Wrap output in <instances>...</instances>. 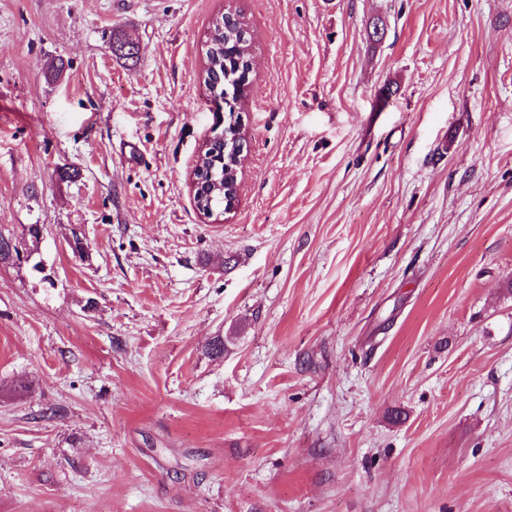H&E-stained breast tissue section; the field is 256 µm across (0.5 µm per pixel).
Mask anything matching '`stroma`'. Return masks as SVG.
<instances>
[{"label": "stroma", "mask_w": 512, "mask_h": 512, "mask_svg": "<svg viewBox=\"0 0 512 512\" xmlns=\"http://www.w3.org/2000/svg\"><path fill=\"white\" fill-rule=\"evenodd\" d=\"M0 237V512H512V0H0ZM205 85L210 98L221 101L224 112L239 110L249 95L246 80L250 68L251 43L244 14L228 7L216 18L206 41ZM234 123L231 120L224 127V140L213 141L204 154L200 157L201 168L205 169V173L212 171L213 178L208 189L203 191L201 197L195 199L196 206L199 208H208L198 210L204 218L218 217L221 213H227L232 210L233 202L224 211L218 210L221 205L222 198L225 200L226 193H233L238 183L239 174L241 172V157H236L233 152V137L236 134ZM236 126V125H235ZM224 186V194L222 197L221 188L214 185ZM212 207V208H209Z\"/></svg>", "instance_id": "obj_1"}]
</instances>
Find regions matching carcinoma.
Here are the masks:
<instances>
[{
    "label": "carcinoma",
    "instance_id": "1",
    "mask_svg": "<svg viewBox=\"0 0 512 512\" xmlns=\"http://www.w3.org/2000/svg\"><path fill=\"white\" fill-rule=\"evenodd\" d=\"M205 85L210 98L234 113L249 95L247 61L251 57L248 23L244 14L227 8L215 19L206 41ZM234 124L224 127V139L213 141L200 157L201 168L213 173L211 184L195 199L199 208L219 209L222 193H233L241 172V158L233 152Z\"/></svg>",
    "mask_w": 512,
    "mask_h": 512
}]
</instances>
